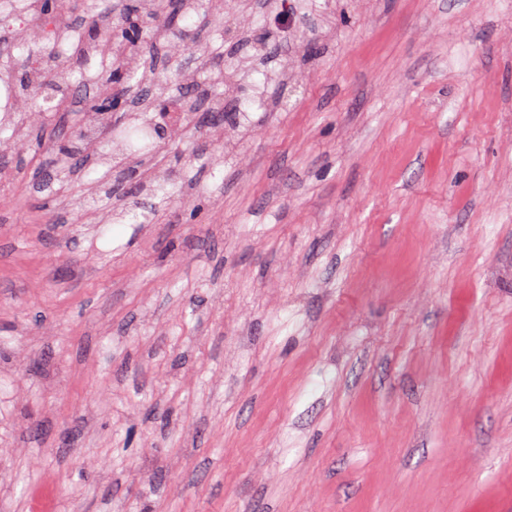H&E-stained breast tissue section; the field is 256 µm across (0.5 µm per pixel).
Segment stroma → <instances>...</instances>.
I'll use <instances>...</instances> for the list:
<instances>
[{"label": "stroma", "mask_w": 512, "mask_h": 512, "mask_svg": "<svg viewBox=\"0 0 512 512\" xmlns=\"http://www.w3.org/2000/svg\"><path fill=\"white\" fill-rule=\"evenodd\" d=\"M163 14L113 126L222 125L0 106V512H512V0Z\"/></svg>", "instance_id": "35a3bbf8"}]
</instances>
